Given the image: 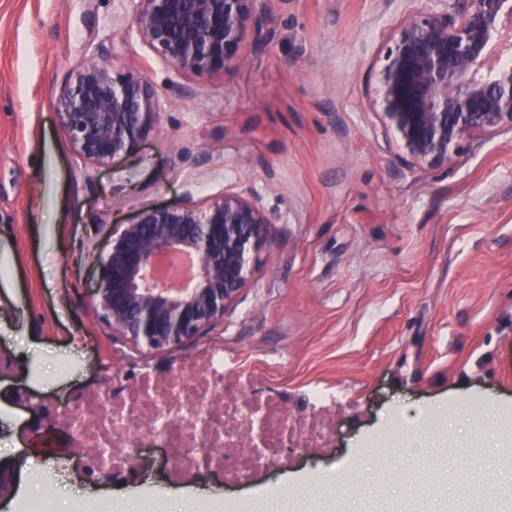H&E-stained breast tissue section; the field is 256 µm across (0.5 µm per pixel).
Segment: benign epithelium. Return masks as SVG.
I'll return each instance as SVG.
<instances>
[{"label":"benign epithelium","instance_id":"1","mask_svg":"<svg viewBox=\"0 0 512 512\" xmlns=\"http://www.w3.org/2000/svg\"><path fill=\"white\" fill-rule=\"evenodd\" d=\"M141 40L183 74L225 73L243 63L268 0H138ZM385 43L368 99L382 135L406 167L446 169L463 143L512 130V0H427ZM57 116L73 151L105 166L133 154L155 129L153 87L114 70L112 56L73 69ZM260 199L226 194L144 209L122 225L98 264L92 299L112 332L161 351L224 322L250 282L249 258L271 245ZM6 402L29 414L25 433L52 424L55 408L28 390ZM22 459L0 462V503L16 493Z\"/></svg>","mask_w":512,"mask_h":512}]
</instances>
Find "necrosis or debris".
Segmentation results:
<instances>
[{
	"label": "necrosis or debris",
	"mask_w": 512,
	"mask_h": 512,
	"mask_svg": "<svg viewBox=\"0 0 512 512\" xmlns=\"http://www.w3.org/2000/svg\"><path fill=\"white\" fill-rule=\"evenodd\" d=\"M57 422L72 441L57 462L88 483L123 485L153 470H201L225 487L259 483L280 466L290 443L302 458L334 451L335 425L291 414L275 400L224 376V349L206 350L190 369L166 378L117 372L56 403Z\"/></svg>",
	"instance_id": "necrosis-or-debris-1"
}]
</instances>
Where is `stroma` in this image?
<instances>
[{
  "mask_svg": "<svg viewBox=\"0 0 512 512\" xmlns=\"http://www.w3.org/2000/svg\"><path fill=\"white\" fill-rule=\"evenodd\" d=\"M424 4L271 0L246 65L185 75L138 36L137 0H0V348L15 362L0 390L62 396L219 345L230 378L335 419L356 465L340 484L334 456L289 452L263 495L196 471L107 493L60 476L14 420L0 458L42 462L21 469L18 495L50 492L56 512L107 494L120 512H448L452 498L512 512V132L466 143L448 169L408 168L367 107L386 40ZM105 51L154 88L158 130L97 167L73 152L55 98ZM227 193L261 199L275 242L223 324L166 353L113 334L92 293L122 224ZM408 442L428 456L403 459Z\"/></svg>",
  "mask_w": 512,
  "mask_h": 512,
  "instance_id": "1",
  "label": "stroma"
}]
</instances>
